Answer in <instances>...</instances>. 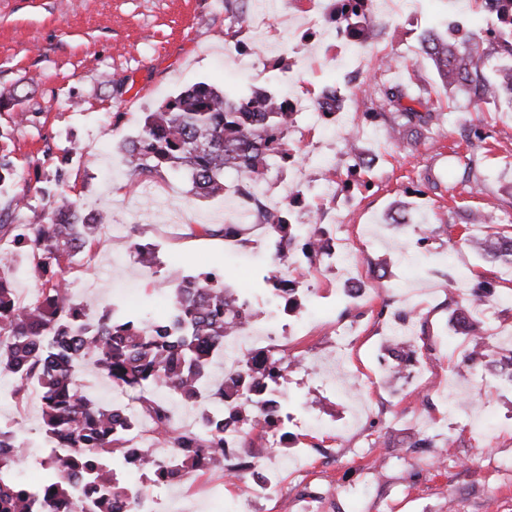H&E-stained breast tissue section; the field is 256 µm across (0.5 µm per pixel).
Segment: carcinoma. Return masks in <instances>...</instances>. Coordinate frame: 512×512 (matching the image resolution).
I'll return each mask as SVG.
<instances>
[{
    "mask_svg": "<svg viewBox=\"0 0 512 512\" xmlns=\"http://www.w3.org/2000/svg\"><path fill=\"white\" fill-rule=\"evenodd\" d=\"M364 2L338 0L331 20L370 37L375 23L366 19ZM420 43L444 87L464 88L485 102L506 89L512 100V38L496 42L494 51L508 64L493 74L473 55L467 37L455 45L427 31ZM373 95L376 116L396 142L431 139L443 121V113L428 107L424 89L376 82ZM295 122V113L266 90L232 95L200 82L146 115L140 133L124 148L123 163L133 178L162 179L178 168L189 193L200 197L224 193V173L233 170L239 176L235 193L253 199L267 179L270 160L286 164L291 158L285 137ZM483 172L481 159L469 155L459 164L458 183H477ZM36 192L46 198L41 223L5 224L0 218V240H9L15 255L31 260L27 271L37 282L34 297L22 304L12 267L5 262L0 269V377H9L17 403L37 391L46 438L70 454L64 460L46 456L33 490L17 476L27 448L14 425L1 422L0 512H136L138 495L122 475L142 472L157 483L179 471L223 465L224 400L239 398L263 378H277L285 358L277 353L256 358L245 375L219 384L207 379L212 356L224 350V337L233 333L224 325V310L250 311L245 294L225 288L217 270L176 279L168 309L149 319L112 309L92 318L91 301L74 297L62 271L92 251L104 217L50 200L41 188ZM270 220L278 259L285 257V248L319 235L317 230L301 235L286 210ZM460 241L488 262L512 263V230L506 227L484 237L465 231ZM449 317L473 341L481 338L470 308H453ZM87 361L125 390L130 406L105 405L78 383L77 368ZM204 390L213 408L200 413L199 426L177 424L162 393L194 404ZM81 476L95 483L85 504L73 494V481Z\"/></svg>",
    "mask_w": 512,
    "mask_h": 512,
    "instance_id": "carcinoma-1",
    "label": "carcinoma"
}]
</instances>
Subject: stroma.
<instances>
[{"mask_svg":"<svg viewBox=\"0 0 512 512\" xmlns=\"http://www.w3.org/2000/svg\"><path fill=\"white\" fill-rule=\"evenodd\" d=\"M243 7L248 22L230 38L224 0H0V92L18 97L0 108V159L15 170L13 184L0 189V209L9 223H37L43 187L81 212H107L91 260L66 274L76 298L102 308L139 312L161 304L175 277L212 267L223 268L225 285L239 290L274 263L273 254L201 233V225L235 221L233 191L194 197L179 172L167 174L159 194L137 188L120 147L138 135L146 113L199 82L307 99L333 86L350 99L335 122L299 116L286 137L295 164L271 169L260 192L276 203L302 191L294 222L337 231L341 250L356 260L353 277L365 283L352 300L339 265L297 273L305 305L280 321L296 362L283 397L302 422L292 448L276 454L278 496L250 497L245 482L214 467L163 490L140 475L133 483L143 496H161L164 512H337L340 501L356 512H512V386L501 373L467 362V338L448 323L449 304L490 281L501 307L485 318V339L498 355L512 353V335L498 333L500 324H512V264L486 262L456 241L470 210L512 193V110L445 91L419 48L432 27L443 35L459 24L487 30L485 13L478 0H376L377 40L362 46L361 59L335 64L334 26L321 21L315 37L306 35L307 0H245ZM382 56L389 66L372 67ZM276 59L283 69H272ZM361 61L366 68L358 76L353 69ZM377 80L430 89V107L446 116L433 139L395 143L367 119ZM464 124L482 127L486 140L462 141ZM351 129L374 157L357 173L344 140ZM471 154L483 157L487 174L464 187L457 172ZM424 173L439 181V191L422 188ZM29 184L37 191L28 208L11 209L12 196ZM400 203L434 228L428 243L388 223ZM445 224L452 233L442 232ZM146 242L155 253L150 264L133 249ZM407 290L423 303L411 323L418 354L392 390L380 360L395 323L379 311L401 309ZM343 314L357 331L333 389L322 364L328 331ZM14 420L29 448L23 474L38 475L47 450L37 395L20 405L0 401V421ZM421 435L433 448L412 449Z\"/></svg>","mask_w":512,"mask_h":512,"instance_id":"obj_1","label":"stroma"}]
</instances>
